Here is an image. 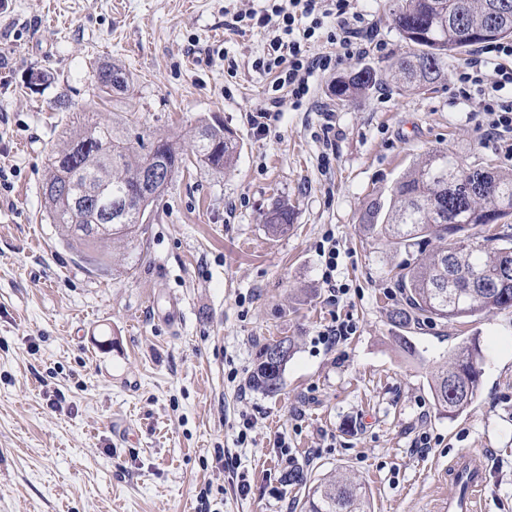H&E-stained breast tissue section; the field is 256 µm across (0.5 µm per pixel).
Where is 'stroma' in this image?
I'll use <instances>...</instances> for the list:
<instances>
[{
	"label": "stroma",
	"mask_w": 512,
	"mask_h": 512,
	"mask_svg": "<svg viewBox=\"0 0 512 512\" xmlns=\"http://www.w3.org/2000/svg\"><path fill=\"white\" fill-rule=\"evenodd\" d=\"M388 5L357 2L385 50L323 74L320 111L283 103L260 136L248 115L269 96L252 67L265 37L228 27L247 0H0V512H299L305 491L285 481L299 468L312 485L347 473L372 512H436L462 451L487 464L482 512H512V308L420 320L407 356L388 275L403 256L359 229L429 151L509 173L512 154L484 142L483 114L458 93L467 53L449 55L434 89L396 87L387 66L408 46ZM111 63L133 84L103 102L94 71ZM366 65L378 86L339 100L337 80ZM33 71L49 77L36 92ZM85 111L156 136L220 122L241 144L229 170L174 176L140 261L113 279L74 261L41 191ZM282 203L294 220L275 235L266 218ZM329 233L348 289L336 302L318 250ZM335 317L356 330L330 349L319 336ZM282 337L294 352L281 391L240 399L258 344ZM472 337L481 392L449 419L430 378Z\"/></svg>",
	"instance_id": "1"
}]
</instances>
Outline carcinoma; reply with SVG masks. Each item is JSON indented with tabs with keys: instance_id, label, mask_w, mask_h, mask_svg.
Returning a JSON list of instances; mask_svg holds the SVG:
<instances>
[{
	"instance_id": "carcinoma-1",
	"label": "carcinoma",
	"mask_w": 512,
	"mask_h": 512,
	"mask_svg": "<svg viewBox=\"0 0 512 512\" xmlns=\"http://www.w3.org/2000/svg\"><path fill=\"white\" fill-rule=\"evenodd\" d=\"M494 3L501 5L496 15ZM389 15L412 46L390 64L392 77L407 87L438 82L448 54L485 43L470 35L496 21L500 38L512 36V0H390ZM95 79L98 90L109 97L131 87L130 72L114 64L99 66ZM378 81L376 69L362 68L336 83V97L361 96ZM239 152L235 133L220 124L197 128L185 147L177 136H132L115 121L88 123L50 160L42 186L47 213L80 262L120 276L139 260V248L154 220V203L174 175L192 160L203 168L228 169ZM156 167L163 168V178L144 187L143 173ZM468 171L446 150L428 153L394 183L388 205L373 207L360 227L366 238L411 257L396 266L394 277L406 307L393 313L400 330L395 340L410 355L415 346L404 331L422 317L452 320L512 308V234L491 224L512 216V173L496 171L482 187L470 191L463 185ZM120 204L127 207L124 222L110 231L86 232L104 208ZM293 216L287 204L276 206L267 217L269 229L286 233ZM431 240L438 245L428 251L424 245ZM293 348L286 337L261 344L250 386L278 393ZM482 360L474 340L448 353L430 383L439 414L453 418L473 404L480 392ZM301 512L371 508L362 484L336 472L309 488Z\"/></svg>"
}]
</instances>
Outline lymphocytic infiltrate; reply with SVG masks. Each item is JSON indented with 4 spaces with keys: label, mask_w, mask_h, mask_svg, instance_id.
Instances as JSON below:
<instances>
[{
    "label": "lymphocytic infiltrate",
    "mask_w": 512,
    "mask_h": 512,
    "mask_svg": "<svg viewBox=\"0 0 512 512\" xmlns=\"http://www.w3.org/2000/svg\"><path fill=\"white\" fill-rule=\"evenodd\" d=\"M354 0H267L260 8L235 14V23L266 31L262 56L253 66L273 78L267 107L248 121L257 134H266L283 101L295 110L313 111L315 79L345 60L364 55L368 48L363 16ZM323 37L334 52L312 54V39ZM459 95L485 116L484 137L512 153V41L479 47L458 72Z\"/></svg>",
    "instance_id": "1"
}]
</instances>
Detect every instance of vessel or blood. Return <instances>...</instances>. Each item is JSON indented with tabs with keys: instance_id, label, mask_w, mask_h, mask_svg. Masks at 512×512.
I'll return each instance as SVG.
<instances>
[{
	"instance_id": "vessel-or-blood-1",
	"label": "vessel or blood",
	"mask_w": 512,
	"mask_h": 512,
	"mask_svg": "<svg viewBox=\"0 0 512 512\" xmlns=\"http://www.w3.org/2000/svg\"><path fill=\"white\" fill-rule=\"evenodd\" d=\"M448 477L456 487L437 512H478L477 503L487 488V467L480 455L461 452L448 465Z\"/></svg>"
}]
</instances>
